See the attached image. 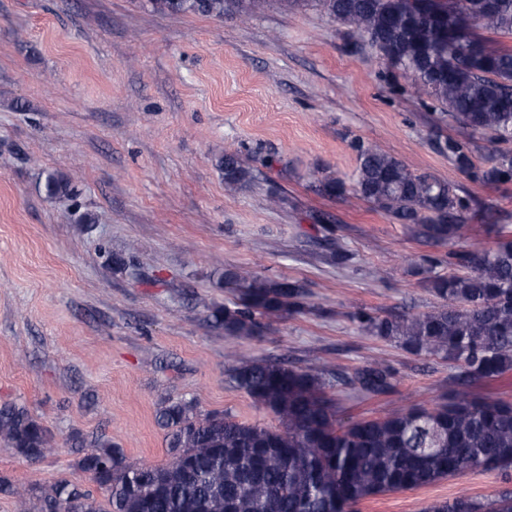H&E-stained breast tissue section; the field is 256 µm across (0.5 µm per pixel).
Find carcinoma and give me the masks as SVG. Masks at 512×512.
<instances>
[{"label": "carcinoma", "instance_id": "obj_1", "mask_svg": "<svg viewBox=\"0 0 512 512\" xmlns=\"http://www.w3.org/2000/svg\"><path fill=\"white\" fill-rule=\"evenodd\" d=\"M311 2L330 18L351 25L376 50L394 45L387 64L440 109L447 121L490 140L495 148L476 161L472 138L438 142L455 168L484 185L512 182V45L494 44L490 32L512 38V0H284ZM160 14L191 13L214 19L249 13L262 0H145ZM354 190L374 209L408 227L424 242L446 245L461 234L471 199L451 182L415 174L373 143H355ZM230 190L255 180L234 154L216 159ZM312 187L342 198L345 182L320 175ZM47 197L72 195L70 180L49 171ZM495 247L450 253L462 272L432 275L436 259L423 256L414 272L424 276L442 304L430 312L375 317L351 314L371 336L395 341L414 355L436 356L459 368L457 389L434 405L396 410L382 417L341 423L334 395L339 384L365 394L393 389L389 365L375 360L353 375L330 366L319 372L285 361L240 357L230 369L233 385L271 410L281 427L239 422L222 412L202 414L191 400H170L155 414L165 431L168 461L134 465L121 448L99 437L77 463L102 499L67 480L49 488L16 484L0 476V494L19 512L36 500L39 512H344L347 503L387 492L415 490L467 471H512V401L478 398L467 388L512 371V232L491 224ZM235 297L210 308L229 339L261 336L274 323L304 309V288L286 278L270 280L227 268L217 281ZM0 441L27 460L54 451L53 436L28 409L0 405ZM424 512H512V495L490 501L458 496L435 501Z\"/></svg>", "mask_w": 512, "mask_h": 512}]
</instances>
